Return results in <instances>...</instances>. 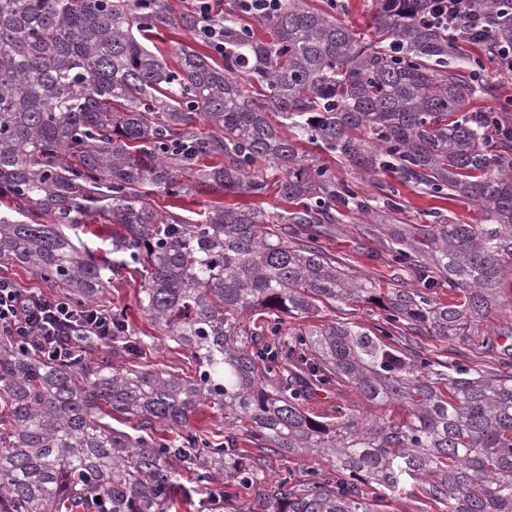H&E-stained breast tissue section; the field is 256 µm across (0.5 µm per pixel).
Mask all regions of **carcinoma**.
<instances>
[{
  "instance_id": "cac0c4a2",
  "label": "carcinoma",
  "mask_w": 512,
  "mask_h": 512,
  "mask_svg": "<svg viewBox=\"0 0 512 512\" xmlns=\"http://www.w3.org/2000/svg\"><path fill=\"white\" fill-rule=\"evenodd\" d=\"M427 5L377 0L366 36L308 0L268 16L230 0L219 58L182 44L172 68L148 48L149 30L174 22L196 36L200 23L164 0L139 17L129 0H0V195L18 203L0 216V261L85 304L108 274L141 265L139 307L197 361L186 376L114 362L110 350L55 360L0 336V512H171L178 494L190 503L232 488L262 512H377L408 484L438 512H512V356L489 372L452 368L407 335L484 352L512 336L508 320L480 329L512 278V141L489 152L501 117L468 110L487 90L483 61L453 57L448 30L422 20ZM494 37L512 41L511 16ZM304 140L363 172L396 167L423 193L468 198L486 223L365 225V239L426 284L383 294L319 241L340 223L334 204L397 210L395 190L380 183L357 199L300 152ZM203 156L222 163L198 169ZM262 163L300 207L235 203L192 220L159 214L146 190L262 196ZM91 212L126 231L108 265L68 233ZM441 282L456 293L446 305L431 296ZM338 302L377 305L385 324L287 331ZM330 386L338 402L319 418L305 401ZM202 407L269 452L321 454L331 469L272 478L262 457L193 425ZM114 413L139 434L106 422ZM157 425L176 441L153 438Z\"/></svg>"
}]
</instances>
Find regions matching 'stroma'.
Returning <instances> with one entry per match:
<instances>
[{"instance_id":"35a3bbf8","label":"stroma","mask_w":512,"mask_h":512,"mask_svg":"<svg viewBox=\"0 0 512 512\" xmlns=\"http://www.w3.org/2000/svg\"><path fill=\"white\" fill-rule=\"evenodd\" d=\"M306 157L328 167L337 178L348 182L360 197L375 194V185L385 182L392 185L402 201L398 212L382 213L381 222L394 224H429L435 213L451 217L461 224H480L484 214L472 200L456 197L453 199L433 198L419 193L413 185L404 183L399 174L385 171L369 178H359L354 167L344 157L327 152L320 146L302 143ZM341 221L333 225L321 239L322 250L336 258L350 272L369 277L380 287L394 285L412 287L413 282L406 274H400L390 267L381 243L364 239L363 224L371 223V216L359 211L342 210ZM76 233L81 241L100 259L111 260L112 242L124 236L125 229L120 224H110L92 213L84 217ZM143 278L138 267L131 266L113 275L94 301L95 307L114 312L126 313L129 317L128 339L135 343L137 353L134 365L142 368H163L187 375L194 374L196 362L190 352L174 342L162 340L151 319L137 303ZM422 345L440 359L450 363H460L472 368L490 370L494 367V356L457 343H444L435 337L424 336Z\"/></svg>"}]
</instances>
